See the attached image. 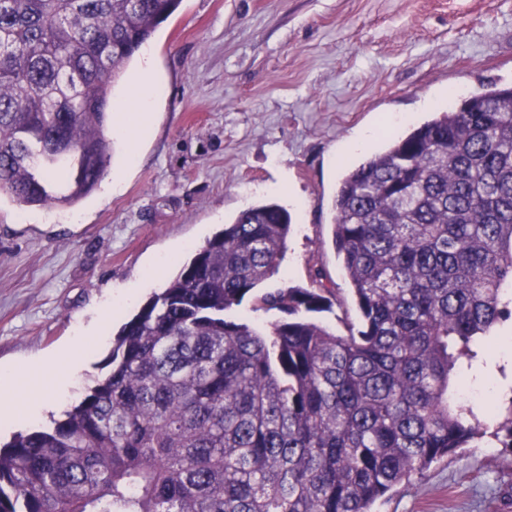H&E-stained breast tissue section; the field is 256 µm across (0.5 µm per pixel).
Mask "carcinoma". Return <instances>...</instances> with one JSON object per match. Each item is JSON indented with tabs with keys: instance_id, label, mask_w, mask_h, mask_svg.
<instances>
[{
	"instance_id": "obj_1",
	"label": "carcinoma",
	"mask_w": 512,
	"mask_h": 512,
	"mask_svg": "<svg viewBox=\"0 0 512 512\" xmlns=\"http://www.w3.org/2000/svg\"><path fill=\"white\" fill-rule=\"evenodd\" d=\"M182 0H0V202L72 208L101 185L112 95ZM333 243L362 318L310 320L333 291L254 290L292 222L250 206L112 340V370L0 444V512H371L492 432L459 396L512 318V86L469 96L348 170ZM267 333L226 317L247 297Z\"/></svg>"
}]
</instances>
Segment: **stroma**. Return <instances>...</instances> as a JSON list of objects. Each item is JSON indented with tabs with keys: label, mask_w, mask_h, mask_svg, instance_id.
<instances>
[{
	"label": "stroma",
	"mask_w": 512,
	"mask_h": 512,
	"mask_svg": "<svg viewBox=\"0 0 512 512\" xmlns=\"http://www.w3.org/2000/svg\"><path fill=\"white\" fill-rule=\"evenodd\" d=\"M160 88L140 159L115 139L99 188L67 209L0 203V365L17 385L0 412L21 408L31 360L76 340L112 291L140 287L111 319L74 399L104 374L112 336L194 250L245 208L276 202L293 224L278 271L261 291L309 287L314 271L342 300L316 319L360 328L333 244V202L344 170L448 96L512 84V0H183L145 46ZM375 139L351 147L364 131ZM160 268V283L144 282ZM499 347L466 372L463 392L493 418L512 389V319ZM375 512H512V453L491 437L434 463L378 501Z\"/></svg>",
	"instance_id": "35a3bbf8"
}]
</instances>
